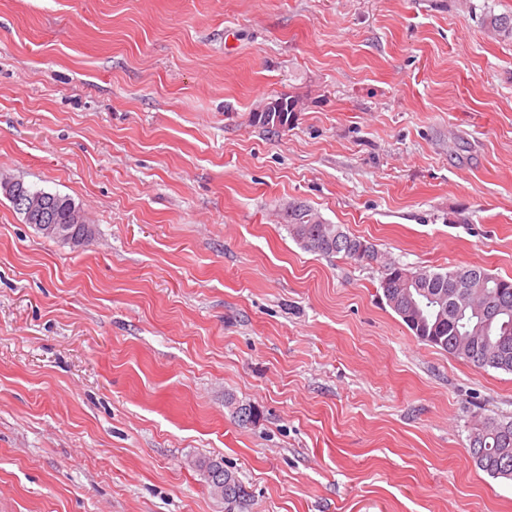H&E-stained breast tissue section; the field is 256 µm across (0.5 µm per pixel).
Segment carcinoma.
Segmentation results:
<instances>
[{
  "label": "carcinoma",
  "instance_id": "obj_1",
  "mask_svg": "<svg viewBox=\"0 0 512 512\" xmlns=\"http://www.w3.org/2000/svg\"><path fill=\"white\" fill-rule=\"evenodd\" d=\"M484 27L500 39L512 40V13L487 14ZM49 223L66 226L78 237L89 225L75 221L73 200L55 195ZM288 234L301 249L322 256L341 255L357 264H382L380 287L388 307L420 340L478 368L512 373V278L489 273L479 265L445 273L410 270L396 261L381 263L374 244L328 224L302 203L288 206ZM471 428L468 452L475 466L493 478L512 480V420L481 419ZM214 459L198 464L212 495L224 500L227 512L244 504L245 489L237 474L223 470L224 489L210 481Z\"/></svg>",
  "mask_w": 512,
  "mask_h": 512
}]
</instances>
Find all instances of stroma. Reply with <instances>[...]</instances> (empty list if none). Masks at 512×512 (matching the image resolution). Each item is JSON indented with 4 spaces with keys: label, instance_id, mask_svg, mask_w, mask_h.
Wrapping results in <instances>:
<instances>
[{
    "label": "stroma",
    "instance_id": "stroma-1",
    "mask_svg": "<svg viewBox=\"0 0 512 512\" xmlns=\"http://www.w3.org/2000/svg\"><path fill=\"white\" fill-rule=\"evenodd\" d=\"M512 0H0V512H512L468 452L512 374L419 340L378 265L512 277ZM293 123L250 121L279 98ZM258 411L241 425L235 405ZM482 21L484 27L499 39L512 40V13L486 14ZM27 187V186H26ZM29 192L28 195L32 199H42L45 198V194H52L55 198H48L47 201L54 202V205L51 207V211L48 215L49 221H41L42 224H39L43 227H48L49 229H54L56 224H62L66 226L67 232L71 234V237L82 236L87 228L91 229L89 224H86V220L83 215H81L80 223L79 221H75L72 213L71 206L74 203L73 200L67 196H61L59 194L50 193L44 190H35L30 187H27ZM46 201V202H47ZM74 206L75 203H74ZM81 212L80 208L76 206ZM92 231V229H91ZM217 462H220L221 465L224 468L223 461H218L214 459H208L207 461L204 460L203 462H199L197 467L200 468L201 471H203V475L205 479L207 480V484L210 488V492L215 497H218L222 500H224V504H226V508L228 512L233 511V508L235 506L242 507L241 505L244 504L246 493L244 486L237 476V474L229 469H224L222 472L224 474V496L222 494V491L214 484L213 481L210 482V476L209 473L211 470H213L217 466ZM230 474V476H229ZM229 479L230 483L228 484L227 480ZM237 491L242 492V494H238Z\"/></svg>",
    "mask_w": 512,
    "mask_h": 512
}]
</instances>
